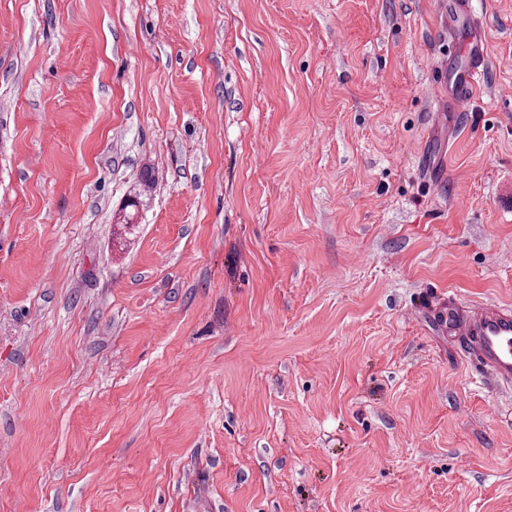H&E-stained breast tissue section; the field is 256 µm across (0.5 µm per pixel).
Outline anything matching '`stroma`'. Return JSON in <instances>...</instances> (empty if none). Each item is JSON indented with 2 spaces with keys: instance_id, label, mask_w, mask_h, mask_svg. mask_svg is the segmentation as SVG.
<instances>
[{
  "instance_id": "obj_1",
  "label": "stroma",
  "mask_w": 512,
  "mask_h": 512,
  "mask_svg": "<svg viewBox=\"0 0 512 512\" xmlns=\"http://www.w3.org/2000/svg\"><path fill=\"white\" fill-rule=\"evenodd\" d=\"M509 85L512 0H0V512H512ZM474 39L476 44L465 47L470 58L468 66L463 74L454 80L453 111L455 112L470 111L482 78L485 62L484 44L478 43L476 36ZM439 322L471 362L495 381L512 385V309L489 304L469 309L452 297L437 310Z\"/></svg>"
}]
</instances>
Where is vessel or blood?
Instances as JSON below:
<instances>
[{"label":"vessel or blood","instance_id":"vessel-or-blood-1","mask_svg":"<svg viewBox=\"0 0 512 512\" xmlns=\"http://www.w3.org/2000/svg\"><path fill=\"white\" fill-rule=\"evenodd\" d=\"M469 63L454 81L453 109L470 111L485 62L483 44L468 46ZM439 321L449 336L463 346L471 362L495 381L512 385V308L497 304L474 309L449 300L438 309Z\"/></svg>","mask_w":512,"mask_h":512}]
</instances>
